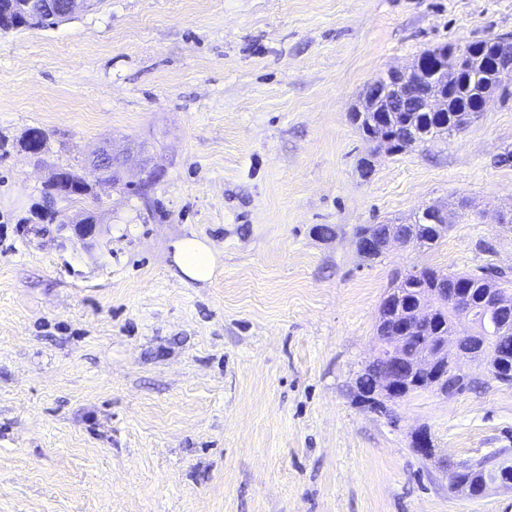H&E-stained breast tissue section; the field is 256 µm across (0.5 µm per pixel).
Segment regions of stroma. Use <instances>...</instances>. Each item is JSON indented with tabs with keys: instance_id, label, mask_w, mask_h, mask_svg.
<instances>
[{
	"instance_id": "1",
	"label": "stroma",
	"mask_w": 512,
	"mask_h": 512,
	"mask_svg": "<svg viewBox=\"0 0 512 512\" xmlns=\"http://www.w3.org/2000/svg\"><path fill=\"white\" fill-rule=\"evenodd\" d=\"M488 37L512 40V0H91L0 33V512H512L442 465L512 463L486 361L392 420L355 389L397 274L512 275V98L399 154L348 120L390 69ZM59 170L92 197L50 199ZM432 204L462 211L437 246L359 254L361 228ZM191 233L222 254L210 281L175 263Z\"/></svg>"
}]
</instances>
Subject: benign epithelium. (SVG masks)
<instances>
[{
    "instance_id": "obj_1",
    "label": "benign epithelium",
    "mask_w": 512,
    "mask_h": 512,
    "mask_svg": "<svg viewBox=\"0 0 512 512\" xmlns=\"http://www.w3.org/2000/svg\"><path fill=\"white\" fill-rule=\"evenodd\" d=\"M87 3L89 0H30L28 8L35 16L54 14L62 9L72 14ZM486 42L488 50L482 64L488 71V80L484 81L486 88L477 99L476 112L472 113L474 117L484 111L490 98L499 92L498 85L512 83V42L497 37H489ZM466 51L465 47L435 50L420 56L409 69L389 71L379 90L362 93L358 102L351 107V123L360 129L370 127L366 140L373 144L374 150L379 151L392 144V138L384 134L386 124L392 121V109L387 104L392 98L400 99L408 95L413 98L414 111L431 116L444 115L448 112V93L464 80L462 58ZM51 190L57 198L68 201L85 195L67 181L66 174L60 172L56 173ZM394 242L420 246L410 231L403 234L389 231L379 240H359L358 249L366 253L375 249L383 252ZM485 302L486 311L497 315L502 330L512 333V300L496 294L490 288L485 294ZM387 306L392 310L393 331L386 343L387 354L378 355L381 362L375 369V386L383 394L381 401L385 404L399 402L408 384L421 377L439 378L438 393L444 396L464 392L469 383L468 376L458 366L448 368V363L483 356L482 349L474 344V334L458 332L448 336H431L427 347L410 358L400 351L402 338L412 325H427L433 314L432 304L421 301L413 305L397 299L387 303ZM413 445L424 458H433L435 449L426 432L416 433ZM494 485L511 487L512 468L492 472L483 488Z\"/></svg>"
}]
</instances>
